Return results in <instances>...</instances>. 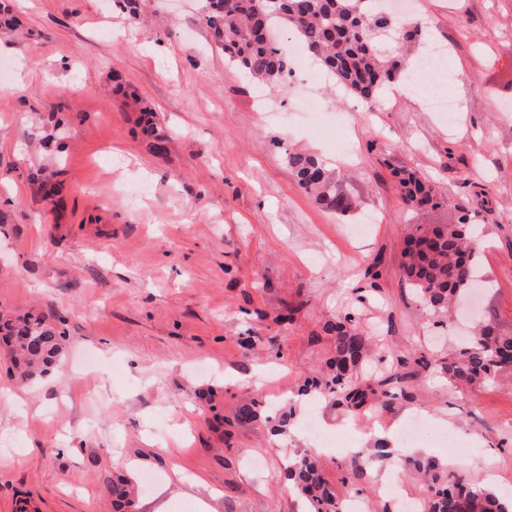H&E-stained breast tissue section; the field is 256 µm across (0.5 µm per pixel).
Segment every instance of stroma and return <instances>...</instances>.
Instances as JSON below:
<instances>
[{
    "mask_svg": "<svg viewBox=\"0 0 512 512\" xmlns=\"http://www.w3.org/2000/svg\"><path fill=\"white\" fill-rule=\"evenodd\" d=\"M417 2L454 75L434 88L459 103L449 119L394 88L349 113L351 96L302 56L287 91L269 93L225 60L203 0H138L134 18L117 0H0V314H42L67 333L38 381L18 382L0 352V389L15 395L0 400V512H112L123 475L138 486L134 512H199L202 500L303 512L285 469L304 451L368 512L426 500L434 475L484 487L489 463L512 496V380L457 390L424 367L462 328L399 270L413 225L468 209L492 282L480 312L512 332V0ZM144 106L163 150L142 132ZM289 149L334 169L356 209L316 203ZM402 170L445 203L407 206ZM366 213L374 223L353 238ZM347 313L375 348L362 379L396 363L408 385L359 414L301 394L335 353L327 324ZM252 398L259 418L238 424ZM416 416L435 434L409 448ZM311 418L330 447L305 434ZM447 431L461 447H441Z\"/></svg>",
    "mask_w": 512,
    "mask_h": 512,
    "instance_id": "35a3bbf8",
    "label": "stroma"
}]
</instances>
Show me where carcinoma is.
Segmentation results:
<instances>
[{"mask_svg": "<svg viewBox=\"0 0 512 512\" xmlns=\"http://www.w3.org/2000/svg\"><path fill=\"white\" fill-rule=\"evenodd\" d=\"M378 0H206L203 20L224 57L252 81L278 90L286 89L290 65L267 32H286L328 71L336 84L361 99H372L395 81L393 65L378 54L374 42L383 34L397 41L422 36L427 22L408 17H379ZM287 163L298 185L314 195L325 209L344 214L352 202L336 184V177L316 156L290 150ZM403 198L412 207H437L444 202L435 187L408 173L399 180ZM481 240L473 232L470 214L455 224H416L405 237L400 272L433 313H449L479 281L477 258ZM335 333V355L329 376L311 380L305 393L329 397L337 406L359 410L388 396L385 387L404 383L394 373L377 382H362L358 373L370 344L361 326L345 315L326 326ZM64 338L44 316L0 318V346L5 348L24 380L48 374L63 351ZM452 385H471L512 372V333H502L489 322L475 326L471 339L458 351L435 360ZM259 402L252 399L238 412L241 424L259 416ZM288 479L306 498L309 512H341V499L330 486L313 456L303 452L289 460ZM428 512H512L505 500L485 487H472L452 475L432 480ZM114 512H133L132 489L125 479L112 483Z\"/></svg>", "mask_w": 512, "mask_h": 512, "instance_id": "obj_1", "label": "carcinoma"}]
</instances>
